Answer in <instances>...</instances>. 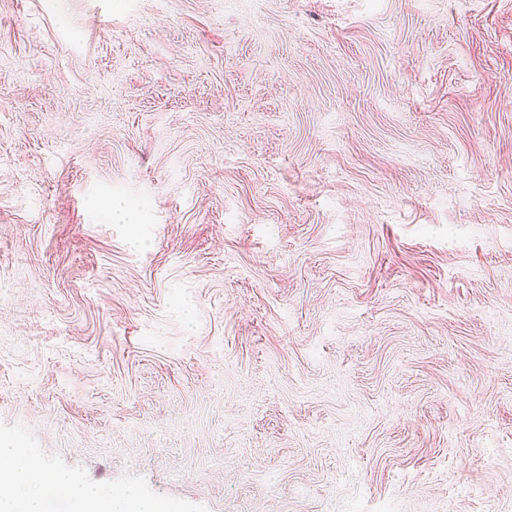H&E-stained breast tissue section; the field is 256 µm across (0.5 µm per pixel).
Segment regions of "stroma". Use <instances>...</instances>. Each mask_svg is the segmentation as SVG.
<instances>
[{
  "label": "stroma",
  "mask_w": 512,
  "mask_h": 512,
  "mask_svg": "<svg viewBox=\"0 0 512 512\" xmlns=\"http://www.w3.org/2000/svg\"><path fill=\"white\" fill-rule=\"evenodd\" d=\"M0 440L181 512H512V0H0Z\"/></svg>",
  "instance_id": "obj_1"
}]
</instances>
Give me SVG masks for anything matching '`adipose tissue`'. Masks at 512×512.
<instances>
[{
	"instance_id": "adipose-tissue-1",
	"label": "adipose tissue",
	"mask_w": 512,
	"mask_h": 512,
	"mask_svg": "<svg viewBox=\"0 0 512 512\" xmlns=\"http://www.w3.org/2000/svg\"><path fill=\"white\" fill-rule=\"evenodd\" d=\"M24 468L16 448L0 442V512H49L53 497H62L67 512H166L156 499L130 487L103 497L94 484L70 472L40 468L37 489L23 487Z\"/></svg>"
}]
</instances>
